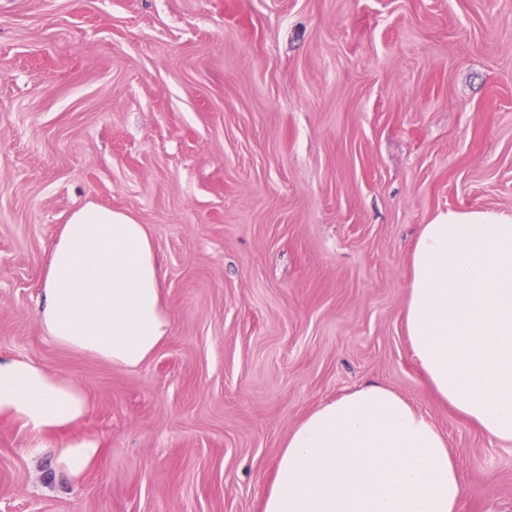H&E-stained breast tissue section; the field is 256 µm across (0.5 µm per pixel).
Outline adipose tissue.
Returning <instances> with one entry per match:
<instances>
[{
    "label": "adipose tissue",
    "mask_w": 512,
    "mask_h": 512,
    "mask_svg": "<svg viewBox=\"0 0 512 512\" xmlns=\"http://www.w3.org/2000/svg\"><path fill=\"white\" fill-rule=\"evenodd\" d=\"M410 262L404 324L428 385L483 434L512 444V214L439 212ZM34 317L65 349L139 368L171 327L146 225L94 204L75 209L46 255ZM89 408L79 383L0 356V417L54 435ZM101 453L95 437L74 436L55 448V465L77 481ZM475 497L482 512H512L463 479L428 415L370 384L322 403L289 432L261 512H461Z\"/></svg>",
    "instance_id": "1"
}]
</instances>
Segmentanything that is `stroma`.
I'll use <instances>...</instances> for the list:
<instances>
[{
    "label": "stroma",
    "instance_id": "1",
    "mask_svg": "<svg viewBox=\"0 0 512 512\" xmlns=\"http://www.w3.org/2000/svg\"><path fill=\"white\" fill-rule=\"evenodd\" d=\"M92 203L148 226L172 329L124 371L31 312ZM512 213V0H0V355L78 382L98 464L0 417V512H260L289 431L385 385L512 502V445L451 414L404 331L446 210ZM101 453L102 448L95 437H70L54 448L56 469L70 480L78 481L96 466Z\"/></svg>",
    "mask_w": 512,
    "mask_h": 512
}]
</instances>
